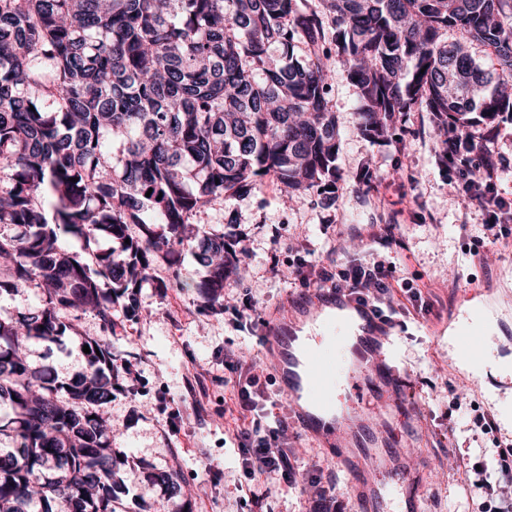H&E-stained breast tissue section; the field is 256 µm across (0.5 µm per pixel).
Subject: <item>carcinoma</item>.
<instances>
[{
  "label": "carcinoma",
  "mask_w": 512,
  "mask_h": 512,
  "mask_svg": "<svg viewBox=\"0 0 512 512\" xmlns=\"http://www.w3.org/2000/svg\"><path fill=\"white\" fill-rule=\"evenodd\" d=\"M338 62L367 140L424 112L441 164L450 135L493 156L512 0H0V292L40 297L0 313V512H126L103 422L115 311L136 316L154 264L177 275L187 250L203 308L224 312L239 241L192 218L267 177L336 202ZM77 311L100 326L79 377L19 355L80 334ZM152 478L180 493L176 472Z\"/></svg>",
  "instance_id": "carcinoma-1"
}]
</instances>
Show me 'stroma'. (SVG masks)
Instances as JSON below:
<instances>
[{"label": "stroma", "mask_w": 512, "mask_h": 512, "mask_svg": "<svg viewBox=\"0 0 512 512\" xmlns=\"http://www.w3.org/2000/svg\"><path fill=\"white\" fill-rule=\"evenodd\" d=\"M332 104L340 130L333 207H322L314 195L286 197L267 182L250 196L196 217L207 229L235 220V232L251 252L232 288V309L214 314L201 308L192 286L199 269L187 255L177 275L181 286H173L177 276L169 268L156 267L151 285L140 292L138 316H118L112 344L137 372L107 409L112 446L122 462L121 499L127 512L163 497L150 476L170 466L179 467L182 485L170 512L185 506L191 512H254L252 502L236 489L243 479L238 451L224 441V413L234 408V393L223 381L208 383L205 406L195 407L187 368H223L229 348L257 371H268L257 340L266 335L272 314L297 320V304L306 294L298 282L301 262L343 268L371 261L375 246L365 232L370 224L396 225L392 255L427 304L421 312L397 316L392 342L404 392L400 401L388 403L385 419L368 423L374 435L369 458L375 468L390 465L402 450L406 478L376 485L372 501L361 503L350 491L362 482L361 470L341 468L336 457L293 428L288 441L295 473L290 482L274 488L271 508L324 512L332 501L339 512H401V503L413 497L420 512H482V482L498 483L499 451L512 447V427L500 425L485 434L475 419L495 409L488 391L502 376L457 368L448 357V331L469 302L484 301L491 328L504 338L501 354L512 355V247L492 243L484 234L482 202H462L447 167L436 161L426 114L409 117L402 144L370 143L357 129L356 88L341 68ZM365 170L372 175L368 185L359 179ZM328 240L334 241L335 251H322ZM473 248L485 255L486 265L470 262ZM251 303L258 317L239 318ZM79 327L77 336L32 342L31 361L49 365L63 379L83 372L86 355L80 336L96 334L98 324L86 315ZM175 408L180 411L176 418L171 415ZM459 457L469 461L470 472L457 470ZM318 472L324 479L316 489L309 478Z\"/></svg>", "instance_id": "35a3bbf8"}]
</instances>
